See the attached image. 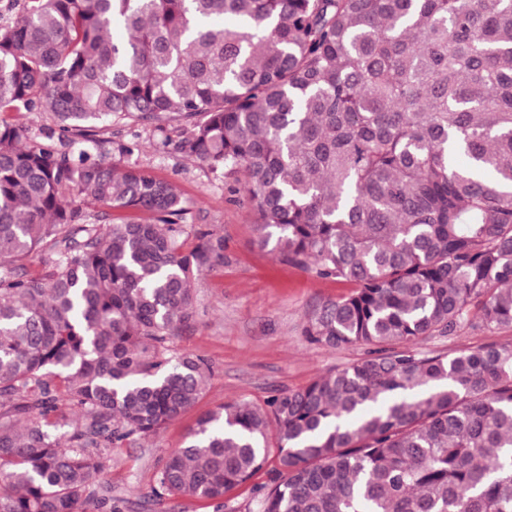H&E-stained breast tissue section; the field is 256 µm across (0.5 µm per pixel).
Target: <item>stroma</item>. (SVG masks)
<instances>
[{
    "instance_id": "1",
    "label": "stroma",
    "mask_w": 512,
    "mask_h": 512,
    "mask_svg": "<svg viewBox=\"0 0 512 512\" xmlns=\"http://www.w3.org/2000/svg\"><path fill=\"white\" fill-rule=\"evenodd\" d=\"M187 132V125L177 120L161 130L130 120L97 130L100 149L109 157L176 185L189 235L208 231L224 239L223 263L194 281L195 326L169 342L172 353H192L210 364L211 385L195 406L155 437L112 449L107 479L113 498L123 500L124 512H256L258 498L270 485L265 470L229 491L220 506L178 496L146 505L141 497L154 484L167 453L180 446L200 414L239 400L265 406L279 392L303 388L321 373L361 361L367 348L332 349L304 336L306 317L325 302L349 294L351 284L317 278L260 248L247 198L233 178L215 177L204 164L176 150ZM129 142L137 143V150L119 154L118 145ZM490 343L512 346V329L465 325L449 336L427 337L418 349L450 356Z\"/></svg>"
}]
</instances>
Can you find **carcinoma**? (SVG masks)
<instances>
[{"label": "carcinoma", "instance_id": "cac0c4a2", "mask_svg": "<svg viewBox=\"0 0 512 512\" xmlns=\"http://www.w3.org/2000/svg\"><path fill=\"white\" fill-rule=\"evenodd\" d=\"M19 2L0 23V512H121L95 491L103 452L211 384L168 343L224 238L188 246L172 182L75 148L114 116L189 124L177 149L236 177L259 246L355 285L304 335L370 347L199 416L150 499L221 505L274 448L257 512H512V347L417 349L512 328V0ZM42 108L44 142L15 122ZM46 248L49 269L14 265ZM512 346V329H494L475 325H464L454 334L429 336L418 345V350L431 355H453L457 350L476 349L486 344Z\"/></svg>", "mask_w": 512, "mask_h": 512}]
</instances>
